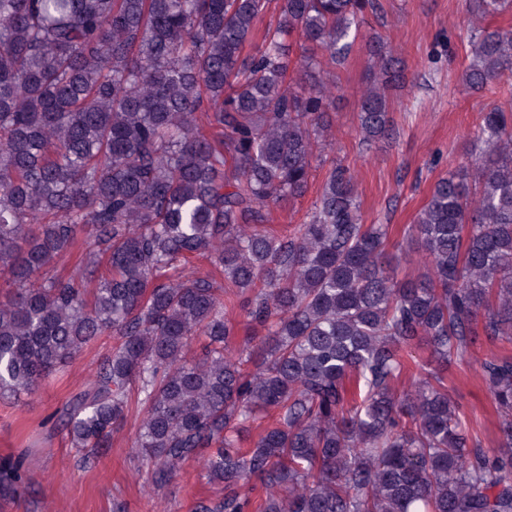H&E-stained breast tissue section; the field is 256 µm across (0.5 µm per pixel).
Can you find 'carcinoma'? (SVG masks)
Instances as JSON below:
<instances>
[{"label": "carcinoma", "mask_w": 512, "mask_h": 512, "mask_svg": "<svg viewBox=\"0 0 512 512\" xmlns=\"http://www.w3.org/2000/svg\"><path fill=\"white\" fill-rule=\"evenodd\" d=\"M380 0H0V396L36 392L112 337L66 409L89 462L137 399L133 447L154 491L193 461L195 512H512V110L483 115L482 155L440 176L414 219L363 221L354 171L326 169L336 68ZM512 11L474 0L472 11ZM362 141L394 134L398 59L362 44ZM512 78V29L475 35L464 80ZM423 269L387 271L388 247ZM80 248L77 274L44 273ZM196 257L212 270L186 271ZM99 272L85 288L82 271ZM247 296L258 342L224 310ZM498 422L490 454L449 394L476 336ZM205 338L196 353V337ZM435 361L419 355L423 347ZM272 418L249 447L242 433ZM24 458L4 465L11 483ZM261 486L253 498L251 481Z\"/></svg>", "instance_id": "carcinoma-1"}]
</instances>
